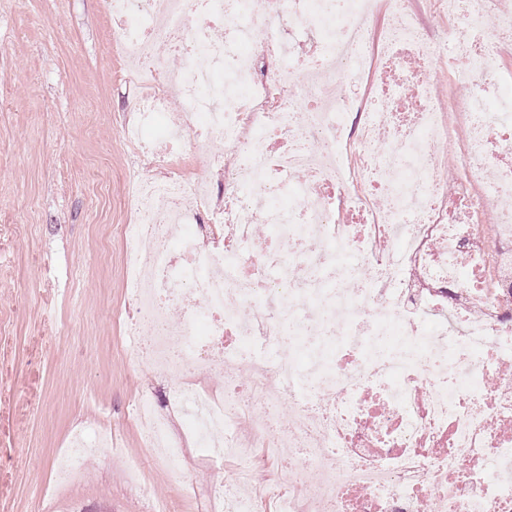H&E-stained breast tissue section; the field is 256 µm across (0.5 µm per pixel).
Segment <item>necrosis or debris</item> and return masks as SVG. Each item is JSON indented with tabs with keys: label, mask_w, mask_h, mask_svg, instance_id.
Returning <instances> with one entry per match:
<instances>
[{
	"label": "necrosis or debris",
	"mask_w": 512,
	"mask_h": 512,
	"mask_svg": "<svg viewBox=\"0 0 512 512\" xmlns=\"http://www.w3.org/2000/svg\"><path fill=\"white\" fill-rule=\"evenodd\" d=\"M392 61L447 56L468 93L467 177L449 190L454 139L429 82L407 76L352 99L337 77L368 76L378 3ZM117 19L113 57L140 77L142 117L168 116L166 180L134 179L122 272L151 329L147 364L209 460L273 464L250 512H512V99L487 93L495 58L430 39L412 0H100ZM473 31L512 34V0H448ZM314 46L305 56L280 22ZM274 54L252 55L256 32ZM183 61L172 69L170 58ZM178 101L179 110L169 108ZM224 152V198L184 171L182 144ZM310 180L296 181L299 172ZM493 211V231L479 217ZM271 233L256 237L254 227ZM186 305L181 321L168 317ZM495 384H488L491 373ZM224 384H207L210 376ZM288 404L287 433L265 407ZM144 442L182 439L142 400ZM105 430H80L57 481Z\"/></svg>",
	"instance_id": "4bbe7bcc"
}]
</instances>
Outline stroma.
Here are the masks:
<instances>
[{
	"mask_svg": "<svg viewBox=\"0 0 512 512\" xmlns=\"http://www.w3.org/2000/svg\"><path fill=\"white\" fill-rule=\"evenodd\" d=\"M114 25L98 0H0V512H204L217 471L196 448L170 461L130 421L171 383L136 365L123 321L133 312L121 275L131 214L127 177L164 178L165 115L143 126L152 152L124 137L139 88L108 53ZM424 71L450 125L466 97L448 63ZM84 426L111 448L53 483L54 460Z\"/></svg>",
	"mask_w": 512,
	"mask_h": 512,
	"instance_id": "35a3bbf8",
	"label": "stroma"
}]
</instances>
